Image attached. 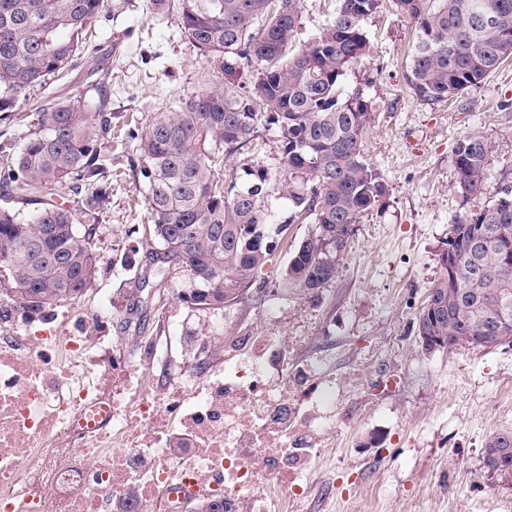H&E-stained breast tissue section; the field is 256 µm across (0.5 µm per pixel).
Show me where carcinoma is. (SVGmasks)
<instances>
[{
	"instance_id": "cac0c4a2",
	"label": "carcinoma",
	"mask_w": 512,
	"mask_h": 512,
	"mask_svg": "<svg viewBox=\"0 0 512 512\" xmlns=\"http://www.w3.org/2000/svg\"><path fill=\"white\" fill-rule=\"evenodd\" d=\"M413 27L406 69L410 91L429 104L480 85L512 56V0H391ZM301 0H179V21L201 54L251 70L250 86L217 83L169 112H155L129 131L144 183L143 237L185 276L201 310L248 298L271 261L273 239L311 221L275 288L313 294L336 279L355 224L385 194L363 156L370 101L345 93L343 79L369 54L364 21L383 0H334L326 24L299 40ZM122 0H0V120L22 118L20 102L64 75L85 50L88 27ZM275 126L288 177L279 192L292 213L273 224L260 166L226 168L227 160ZM112 112L97 87L55 100L28 125L24 144L0 141V280L15 284L22 307L40 318L84 293L104 247L76 225L112 196ZM494 146L473 132L456 143V187L466 199L486 194ZM67 184L70 207L55 199ZM40 209L28 220L16 203L28 195ZM457 266L440 257V276L417 317L440 349L483 347L489 336L512 343V190L448 228ZM512 466V430L488 437Z\"/></svg>"
}]
</instances>
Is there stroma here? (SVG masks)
Returning <instances> with one entry per match:
<instances>
[{
  "instance_id": "1",
  "label": "stroma",
  "mask_w": 512,
  "mask_h": 512,
  "mask_svg": "<svg viewBox=\"0 0 512 512\" xmlns=\"http://www.w3.org/2000/svg\"><path fill=\"white\" fill-rule=\"evenodd\" d=\"M364 28L370 52L343 87L363 89L371 102L365 159L384 196L357 224L329 287L312 297L254 289L211 313L182 301L187 278L153 277L158 247L134 231L144 215V184L127 132L132 119L177 106L225 75L182 34L177 9L157 13L150 0H125L98 17L74 69L50 78L46 89L69 96L92 75L111 92L112 198L91 220L108 249L84 294L53 312L76 335L98 336L93 351L107 362L130 337L155 343L157 388L181 380L192 341L211 322L238 335L259 328L287 338L289 367L315 368L297 388L313 380L332 386L336 397L334 431L312 460L315 479L298 512H512V480L481 468L486 438L512 429V344L428 353L416 322L440 274L449 224L487 204L489 193L512 188V59L478 87L431 105L406 85L409 22L387 7ZM472 132L483 133L494 153L488 194L466 201L453 157ZM274 138L262 132L229 165L273 174L265 204L279 224L289 204L279 193L286 168Z\"/></svg>"
}]
</instances>
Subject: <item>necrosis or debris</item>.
<instances>
[{
	"label": "necrosis or debris",
	"instance_id": "necrosis-or-debris-1",
	"mask_svg": "<svg viewBox=\"0 0 512 512\" xmlns=\"http://www.w3.org/2000/svg\"><path fill=\"white\" fill-rule=\"evenodd\" d=\"M90 344L54 321L0 341V512H185L215 497L226 512H291L330 425L288 402L336 399L289 392L286 341H226L220 373L194 361L157 392L122 353L100 373Z\"/></svg>",
	"mask_w": 512,
	"mask_h": 512
}]
</instances>
